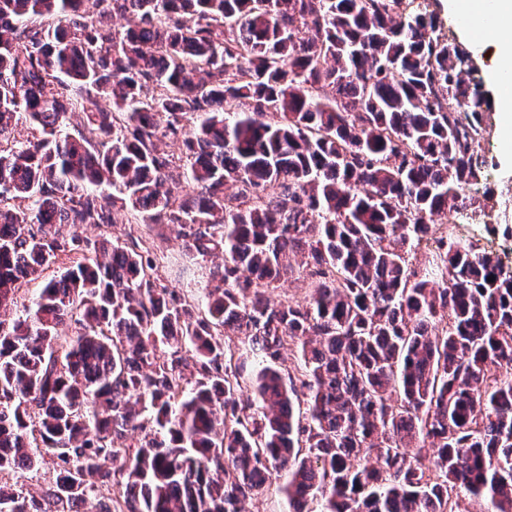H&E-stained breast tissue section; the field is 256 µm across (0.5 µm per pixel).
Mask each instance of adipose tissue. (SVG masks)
<instances>
[{"label": "adipose tissue", "mask_w": 512, "mask_h": 512, "mask_svg": "<svg viewBox=\"0 0 512 512\" xmlns=\"http://www.w3.org/2000/svg\"><path fill=\"white\" fill-rule=\"evenodd\" d=\"M448 10L466 16L467 33L481 43L512 40V0H448Z\"/></svg>", "instance_id": "ef3b65f1"}]
</instances>
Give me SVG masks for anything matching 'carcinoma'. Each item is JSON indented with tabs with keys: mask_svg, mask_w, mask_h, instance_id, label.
Here are the masks:
<instances>
[{
	"mask_svg": "<svg viewBox=\"0 0 512 512\" xmlns=\"http://www.w3.org/2000/svg\"><path fill=\"white\" fill-rule=\"evenodd\" d=\"M83 2L0 0V309L41 280L0 319V512H512V270L409 264L489 167L471 52L423 0ZM134 224L223 265L180 294ZM276 286L277 288L268 290L269 298L275 303L288 301L305 303L312 291L308 281L299 277L296 272L283 276ZM246 512H286V501L273 485L266 489L258 498L249 499L243 504Z\"/></svg>",
	"mask_w": 512,
	"mask_h": 512,
	"instance_id": "obj_1",
	"label": "carcinoma"
}]
</instances>
